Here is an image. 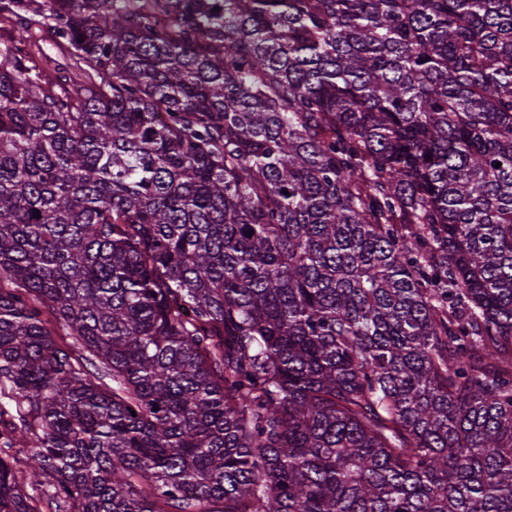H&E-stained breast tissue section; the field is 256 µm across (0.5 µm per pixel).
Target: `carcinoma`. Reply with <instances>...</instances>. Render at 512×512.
<instances>
[{
  "label": "carcinoma",
  "instance_id": "obj_1",
  "mask_svg": "<svg viewBox=\"0 0 512 512\" xmlns=\"http://www.w3.org/2000/svg\"><path fill=\"white\" fill-rule=\"evenodd\" d=\"M48 2L0 0V512L18 443L50 512H512V0ZM31 52L32 63L37 72H41L46 80L55 83L64 81V76L73 72V61L56 47L46 30L33 32V37L27 43Z\"/></svg>",
  "mask_w": 512,
  "mask_h": 512
}]
</instances>
